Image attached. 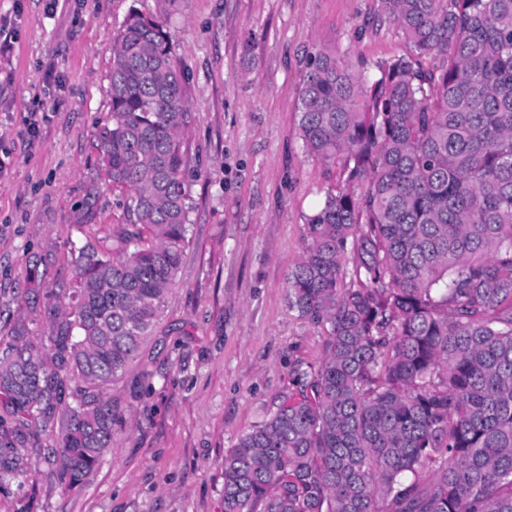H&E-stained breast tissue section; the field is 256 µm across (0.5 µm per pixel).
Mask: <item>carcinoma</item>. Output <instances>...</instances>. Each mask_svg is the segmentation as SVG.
Instances as JSON below:
<instances>
[{"mask_svg": "<svg viewBox=\"0 0 512 512\" xmlns=\"http://www.w3.org/2000/svg\"><path fill=\"white\" fill-rule=\"evenodd\" d=\"M414 54L369 82L317 52L305 150L344 184L305 219L290 308L329 326L324 357L224 454V512H512V0H383ZM105 177L127 189L126 247L70 249L73 286L27 291L0 348V487L58 429L72 487L112 443L108 387L161 318L188 244L185 66L159 16L112 41ZM444 57L439 68L420 58Z\"/></svg>", "mask_w": 512, "mask_h": 512, "instance_id": "1", "label": "carcinoma"}]
</instances>
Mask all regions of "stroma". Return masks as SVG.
<instances>
[{
	"instance_id": "obj_1",
	"label": "stroma",
	"mask_w": 512,
	"mask_h": 512,
	"mask_svg": "<svg viewBox=\"0 0 512 512\" xmlns=\"http://www.w3.org/2000/svg\"><path fill=\"white\" fill-rule=\"evenodd\" d=\"M133 9L167 14L189 70V245L160 322L108 390L118 417L93 474L63 489L44 432L0 512H224L225 451L325 352L326 329L285 288L306 216L343 181L300 137L310 63L330 48L374 77L411 52L383 0H0L13 42L0 58L1 339L33 271L54 290L72 282L70 248L120 247L125 194L102 175L94 125Z\"/></svg>"
}]
</instances>
